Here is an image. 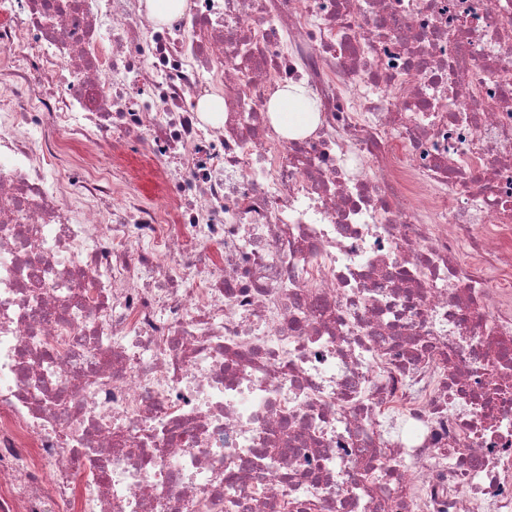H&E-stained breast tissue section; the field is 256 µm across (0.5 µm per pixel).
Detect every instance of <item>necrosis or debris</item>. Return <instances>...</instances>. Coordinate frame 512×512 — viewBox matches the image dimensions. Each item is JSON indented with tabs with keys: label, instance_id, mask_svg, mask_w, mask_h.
I'll use <instances>...</instances> for the list:
<instances>
[{
	"label": "necrosis or debris",
	"instance_id": "1",
	"mask_svg": "<svg viewBox=\"0 0 512 512\" xmlns=\"http://www.w3.org/2000/svg\"><path fill=\"white\" fill-rule=\"evenodd\" d=\"M0 512H512V0H0ZM298 103L310 106L309 102L305 98L304 90L300 87L294 88L292 91L288 89L280 90L271 102V109L275 114L281 115V120L278 123L281 128H285L290 124V121L299 120L301 114H307L310 117V112L306 108H302ZM128 165L139 181V186L147 195H154L157 191L154 174L146 162L139 156L128 159Z\"/></svg>",
	"mask_w": 512,
	"mask_h": 512
}]
</instances>
